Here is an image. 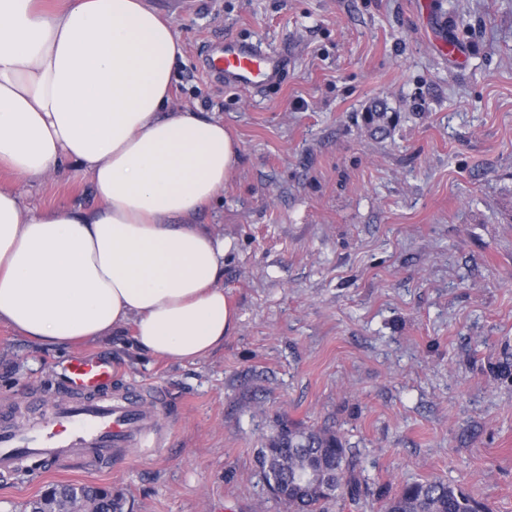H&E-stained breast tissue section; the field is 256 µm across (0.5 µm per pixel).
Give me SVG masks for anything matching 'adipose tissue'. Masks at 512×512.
<instances>
[{
  "instance_id": "ef3b65f1",
  "label": "adipose tissue",
  "mask_w": 512,
  "mask_h": 512,
  "mask_svg": "<svg viewBox=\"0 0 512 512\" xmlns=\"http://www.w3.org/2000/svg\"><path fill=\"white\" fill-rule=\"evenodd\" d=\"M184 57L146 0H0V170L89 178L96 206L0 190V324L51 350L131 328L139 352L193 363L238 322L223 236L199 223L238 145L175 105Z\"/></svg>"
}]
</instances>
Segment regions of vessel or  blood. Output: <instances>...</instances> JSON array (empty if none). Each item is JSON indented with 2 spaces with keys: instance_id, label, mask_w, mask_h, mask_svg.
Listing matches in <instances>:
<instances>
[{
  "instance_id": "vessel-or-blood-1",
  "label": "vessel or blood",
  "mask_w": 512,
  "mask_h": 512,
  "mask_svg": "<svg viewBox=\"0 0 512 512\" xmlns=\"http://www.w3.org/2000/svg\"><path fill=\"white\" fill-rule=\"evenodd\" d=\"M287 66L286 51L272 53L236 37L209 44L203 60L207 75L248 91L276 85ZM114 379L110 360L77 354L58 374L60 398L41 421H29L22 402L0 405V475L22 471L37 479L70 456L93 470L128 449L158 447L155 421L165 408L163 398L113 400Z\"/></svg>"
}]
</instances>
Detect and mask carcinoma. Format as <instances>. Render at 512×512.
<instances>
[{"label":"carcinoma","mask_w":512,"mask_h":512,"mask_svg":"<svg viewBox=\"0 0 512 512\" xmlns=\"http://www.w3.org/2000/svg\"><path fill=\"white\" fill-rule=\"evenodd\" d=\"M258 463L275 499L286 512H327L328 505L360 495L353 477L356 459L327 428L279 423L258 453ZM94 503L95 512L122 509L120 499L94 486L56 485L48 493H74ZM382 512H491L461 488L440 480L412 481L382 505Z\"/></svg>","instance_id":"carcinoma-1"}]
</instances>
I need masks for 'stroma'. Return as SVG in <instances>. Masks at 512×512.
Returning <instances> with one entry per match:
<instances>
[{
	"mask_svg": "<svg viewBox=\"0 0 512 512\" xmlns=\"http://www.w3.org/2000/svg\"><path fill=\"white\" fill-rule=\"evenodd\" d=\"M147 2L184 46L175 104L239 146L199 218L226 243L238 325L193 364L137 354L128 331L82 345L111 360L113 396H165L163 445L0 482V512L55 483L108 488L123 512H280L257 453L281 420L357 452L362 492L331 512H379L435 477L512 512V0ZM237 36L292 49L282 86L206 75V46ZM0 189L97 202L86 178L1 170ZM68 356L1 324L0 399L33 396Z\"/></svg>",
	"mask_w": 512,
	"mask_h": 512,
	"instance_id": "35a3bbf8",
	"label": "stroma"
}]
</instances>
